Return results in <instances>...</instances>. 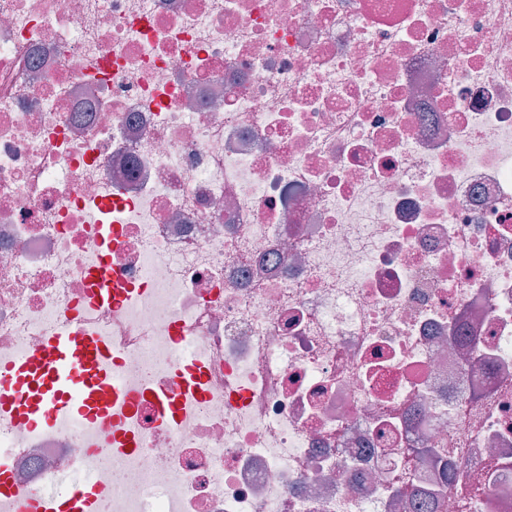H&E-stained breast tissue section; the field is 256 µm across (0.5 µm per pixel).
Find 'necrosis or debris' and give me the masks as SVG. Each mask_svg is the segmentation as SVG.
Returning a JSON list of instances; mask_svg holds the SVG:
<instances>
[{
    "label": "necrosis or debris",
    "instance_id": "4bbe7bcc",
    "mask_svg": "<svg viewBox=\"0 0 512 512\" xmlns=\"http://www.w3.org/2000/svg\"><path fill=\"white\" fill-rule=\"evenodd\" d=\"M57 328L112 413L0 412V512H512V0H0V372ZM24 512H96L98 511L95 496L83 489L65 497L28 502Z\"/></svg>",
    "mask_w": 512,
    "mask_h": 512
}]
</instances>
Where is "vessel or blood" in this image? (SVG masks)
Masks as SVG:
<instances>
[{
    "mask_svg": "<svg viewBox=\"0 0 512 512\" xmlns=\"http://www.w3.org/2000/svg\"><path fill=\"white\" fill-rule=\"evenodd\" d=\"M102 341L60 328L43 344L17 359L0 380V405L29 426L79 422L112 409V368ZM24 512H97L95 496L77 490L61 498L27 503Z\"/></svg>",
    "mask_w": 512,
    "mask_h": 512,
    "instance_id": "obj_1",
    "label": "vessel or blood"
}]
</instances>
